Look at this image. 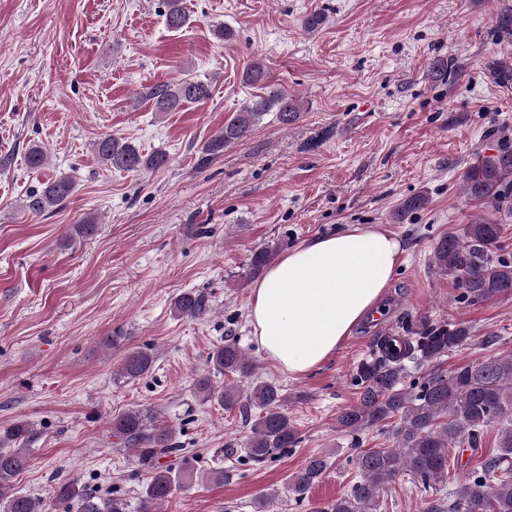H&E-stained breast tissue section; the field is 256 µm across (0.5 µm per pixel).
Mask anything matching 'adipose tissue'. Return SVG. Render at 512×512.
Wrapping results in <instances>:
<instances>
[{
    "label": "adipose tissue",
    "mask_w": 512,
    "mask_h": 512,
    "mask_svg": "<svg viewBox=\"0 0 512 512\" xmlns=\"http://www.w3.org/2000/svg\"><path fill=\"white\" fill-rule=\"evenodd\" d=\"M401 254L394 235L358 224L285 252L252 287L249 319L265 356L294 375L320 367L378 311Z\"/></svg>",
    "instance_id": "1"
}]
</instances>
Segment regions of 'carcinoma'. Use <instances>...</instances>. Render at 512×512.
Here are the masks:
<instances>
[{
	"label": "carcinoma",
	"mask_w": 512,
	"mask_h": 512,
	"mask_svg": "<svg viewBox=\"0 0 512 512\" xmlns=\"http://www.w3.org/2000/svg\"><path fill=\"white\" fill-rule=\"evenodd\" d=\"M166 26L179 30L189 23L182 0H167ZM244 79L251 85L267 81L266 66L259 60L248 64ZM211 96V85L192 78L152 88L149 97L154 111L175 112L186 104H202ZM274 112L285 125L294 122L300 112L298 100L277 90L257 95L239 112L224 122L198 153L196 167H208L224 148L246 138L268 113ZM98 158L117 171L138 172L160 169L169 162L168 154L157 150L143 153L132 142L115 135L95 144ZM73 180L60 175L35 189L24 199L31 214L44 215L60 206L74 192ZM463 194L476 208H489L492 217L477 216L466 225L464 234L439 239L433 250L434 267L451 277L468 302H484L512 294V258L500 253L504 222L512 220V145L503 146L495 155H479L463 178ZM426 197L405 200L395 214L403 221L406 214L424 207ZM275 249L253 252L249 267L259 274L274 258ZM179 316L203 318L210 301L201 291L179 295L173 305ZM491 335L477 338L470 327L456 322H421L407 336H380L368 357L360 360L353 380L360 389L358 402L337 418L338 426L357 435L371 427L392 430L394 446L364 450L354 460L359 474L350 489L331 503L313 512H377L380 491L401 477L424 488L448 484L450 449L468 446L475 450L484 431L501 427L497 452L485 458L448 498L426 503L425 512H512V354L478 359L451 371L437 367L449 352L473 343L488 347ZM154 357L150 349L130 352L122 361L119 376L137 379L147 374ZM214 372L253 377L255 366L234 341L226 340L209 355ZM430 366L413 383L405 384L408 364ZM203 399H215L224 409L239 408L248 424L247 453L261 462L283 448L296 444L297 431L285 411L287 397L274 382L254 380L246 395L235 385L218 390L210 380L197 382ZM112 433L137 448L143 462L162 454L178 452L173 443V428L156 424L148 410H133L112 420ZM35 435L32 425L18 421L0 431V512H44L42 503L15 490L14 480L27 463L22 445ZM328 469L323 456L307 459L288 482V494L297 502L308 498ZM184 472L157 470L146 484L142 512L166 501L183 484ZM57 498L68 504L67 512H127L126 502L79 488L74 483L59 487Z\"/></svg>",
	"instance_id": "carcinoma-1"
}]
</instances>
